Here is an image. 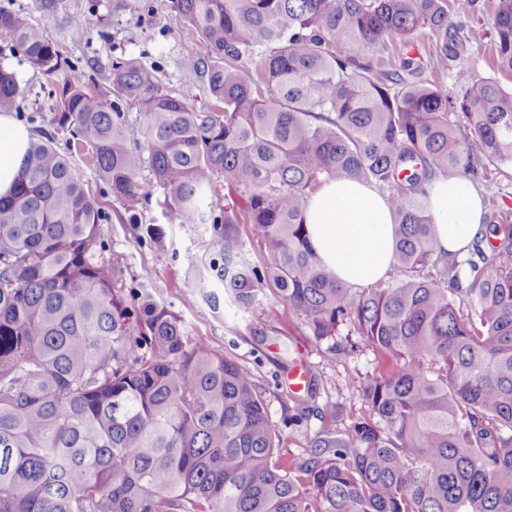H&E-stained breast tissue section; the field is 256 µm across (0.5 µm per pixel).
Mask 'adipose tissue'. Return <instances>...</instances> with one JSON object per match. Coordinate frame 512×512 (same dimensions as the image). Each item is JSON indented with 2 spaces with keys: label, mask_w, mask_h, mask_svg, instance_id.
<instances>
[{
  "label": "adipose tissue",
  "mask_w": 512,
  "mask_h": 512,
  "mask_svg": "<svg viewBox=\"0 0 512 512\" xmlns=\"http://www.w3.org/2000/svg\"><path fill=\"white\" fill-rule=\"evenodd\" d=\"M33 139L13 113H0V198L13 192ZM428 210L441 251L467 254L482 235L483 201L465 178H436L428 187ZM304 216L313 247L343 284L363 288L391 272L394 217L373 185L358 179L324 182L312 193Z\"/></svg>",
  "instance_id": "obj_1"
}]
</instances>
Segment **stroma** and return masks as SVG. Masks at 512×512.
Segmentation results:
<instances>
[{"mask_svg":"<svg viewBox=\"0 0 512 512\" xmlns=\"http://www.w3.org/2000/svg\"><path fill=\"white\" fill-rule=\"evenodd\" d=\"M15 9L42 27L49 41L84 74L85 84L111 95L112 63L136 58L155 68L162 84L197 109L213 104L207 84L195 71V59L205 53L199 37L174 9L171 0H56V9L44 13L39 0H12ZM495 0H476L463 17L467 51L450 62L448 73L423 70L421 78L456 93L452 72L465 67L479 77L497 79L512 89V74L498 64L493 26ZM0 68L15 74L22 95L14 109L16 118L33 132L53 127L61 74L33 68L22 51L0 35ZM71 164L88 181L106 214L99 226L105 259L123 270L122 291L143 292L158 307L182 320L188 333L209 346L224 351L256 373L270 421L279 435L276 454L282 463L300 461L309 454V443L320 431H345L367 413L361 380L373 376L378 360L368 350L336 355L334 340L350 334L339 326L335 336L318 339L302 318L289 310L267 313L275 297L270 290L259 293L248 312H240L224 292L216 265L224 242L208 224H183L163 209L161 190L143 209L137 224L124 223L123 205L112 198L97 178L83 152L70 150ZM162 225L165 237L156 245L145 239L146 227ZM304 367L316 376L319 391L299 423L288 424V378L281 374L284 362Z\"/></svg>","mask_w":512,"mask_h":512,"instance_id":"obj_1","label":"stroma"}]
</instances>
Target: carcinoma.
<instances>
[{
    "instance_id": "carcinoma-1",
    "label": "carcinoma",
    "mask_w": 512,
    "mask_h": 512,
    "mask_svg": "<svg viewBox=\"0 0 512 512\" xmlns=\"http://www.w3.org/2000/svg\"><path fill=\"white\" fill-rule=\"evenodd\" d=\"M173 4L203 41L195 68L215 104L197 110L136 59L112 63L110 103L71 72L54 130L0 198V512H512V210L459 259L437 251L427 203L439 175L512 165V90L464 69L454 97L407 80L464 50L448 0ZM425 28L428 63L404 55L374 73L389 42L411 47ZM494 28L512 72V0H497ZM0 33L39 70L69 66L8 4ZM19 94L0 69V111ZM60 130L127 223L159 188L181 223L217 226L238 309L268 286L317 337L353 325L389 360L363 383L368 417L281 465L253 371L149 296L115 289L103 212L57 150ZM344 178L394 212L388 283L347 287L310 243L312 191ZM221 180L242 204H221ZM241 228L265 244L262 266L242 254ZM317 391L310 375L288 400L302 413Z\"/></svg>"
}]
</instances>
